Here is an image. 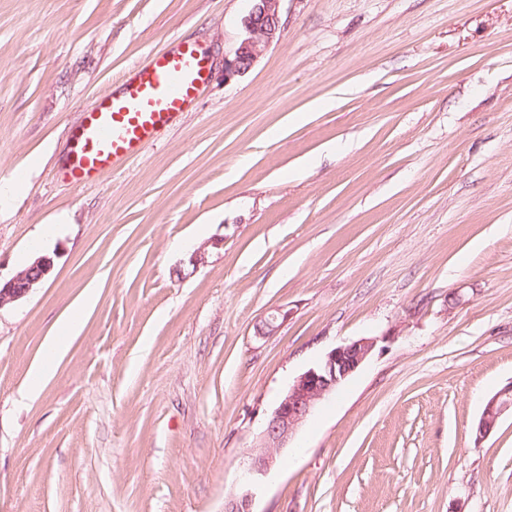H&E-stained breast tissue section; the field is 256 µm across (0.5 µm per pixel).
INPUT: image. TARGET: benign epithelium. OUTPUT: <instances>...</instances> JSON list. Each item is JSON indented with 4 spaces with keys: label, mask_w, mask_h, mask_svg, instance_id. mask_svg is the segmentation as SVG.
I'll return each instance as SVG.
<instances>
[{
    "label": "benign epithelium",
    "mask_w": 512,
    "mask_h": 512,
    "mask_svg": "<svg viewBox=\"0 0 512 512\" xmlns=\"http://www.w3.org/2000/svg\"><path fill=\"white\" fill-rule=\"evenodd\" d=\"M282 0H250L243 19L245 36L232 57L224 58V80L245 74L256 62L262 47L281 35ZM53 259L37 257L27 268L0 284V308L26 297L51 272ZM288 312L277 313L261 320L257 334L266 336L280 327ZM377 340L362 337L331 349L313 367L298 375L270 414L261 436V446L255 449L250 467L243 475L241 492L225 504L224 512H253L252 487L278 465V452L288 447L300 426L322 400L336 393L342 383L355 373L375 349ZM512 412V384L489 397L475 428V440L480 441L496 427L499 419Z\"/></svg>",
    "instance_id": "1"
}]
</instances>
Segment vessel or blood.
<instances>
[{"label": "vessel or blood", "mask_w": 512, "mask_h": 512, "mask_svg": "<svg viewBox=\"0 0 512 512\" xmlns=\"http://www.w3.org/2000/svg\"><path fill=\"white\" fill-rule=\"evenodd\" d=\"M210 73L208 50L198 43L180 44L135 68L85 107L80 123L69 132V151L58 175L76 188L98 184L187 112Z\"/></svg>", "instance_id": "obj_1"}]
</instances>
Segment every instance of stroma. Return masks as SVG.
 Returning <instances> with one entry per match:
<instances>
[{"instance_id": "stroma-1", "label": "stroma", "mask_w": 512, "mask_h": 512, "mask_svg": "<svg viewBox=\"0 0 512 512\" xmlns=\"http://www.w3.org/2000/svg\"><path fill=\"white\" fill-rule=\"evenodd\" d=\"M248 9L0 0V189L30 173L0 278L54 260L0 308V512H224L292 380L362 337L254 512H512V416L475 438L512 384V0H283L228 81ZM195 41L193 109L98 185L61 180L85 105ZM510 411L512 414V384L489 397L475 428L476 440H482L496 427L499 419Z\"/></svg>"}]
</instances>
